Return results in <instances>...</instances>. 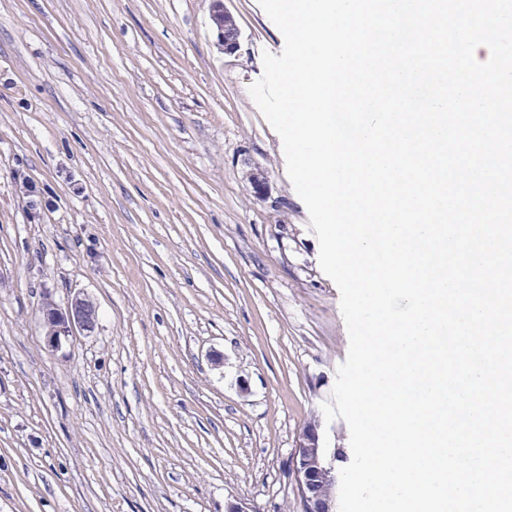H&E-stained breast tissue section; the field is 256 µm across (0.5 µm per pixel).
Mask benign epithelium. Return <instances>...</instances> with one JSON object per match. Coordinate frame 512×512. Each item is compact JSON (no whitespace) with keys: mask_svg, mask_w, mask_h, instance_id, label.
<instances>
[{"mask_svg":"<svg viewBox=\"0 0 512 512\" xmlns=\"http://www.w3.org/2000/svg\"><path fill=\"white\" fill-rule=\"evenodd\" d=\"M212 20L224 53L234 54L239 48L240 31L233 16L224 8V0H213ZM246 177L255 196L268 194V179L264 171L251 166ZM46 346L56 351L78 332L94 328L95 310L92 304L80 297H73L66 306L51 303L42 308ZM336 449L325 446L324 432L319 421L313 420L299 432L292 457V473L304 512H336V496H322L320 488L337 484Z\"/></svg>","mask_w":512,"mask_h":512,"instance_id":"1","label":"benign epithelium"}]
</instances>
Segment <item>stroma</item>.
Returning <instances> with one entry per match:
<instances>
[{
	"label": "stroma",
	"mask_w": 512,
	"mask_h": 512,
	"mask_svg": "<svg viewBox=\"0 0 512 512\" xmlns=\"http://www.w3.org/2000/svg\"><path fill=\"white\" fill-rule=\"evenodd\" d=\"M224 6L232 55L212 0H0V512H302L349 336L248 91L283 36ZM76 295L94 330L48 350ZM212 20L225 54L236 53L239 48L240 31L233 16L224 8L223 0L213 1ZM41 319L45 328V344L56 351L77 332H87L94 328L95 310L88 300L75 296L65 307L56 303L44 306ZM336 448L325 446L319 420L306 424L299 432L292 457V473L304 512H335L336 496L326 497L320 488L337 484Z\"/></svg>",
	"instance_id": "stroma-1"
}]
</instances>
